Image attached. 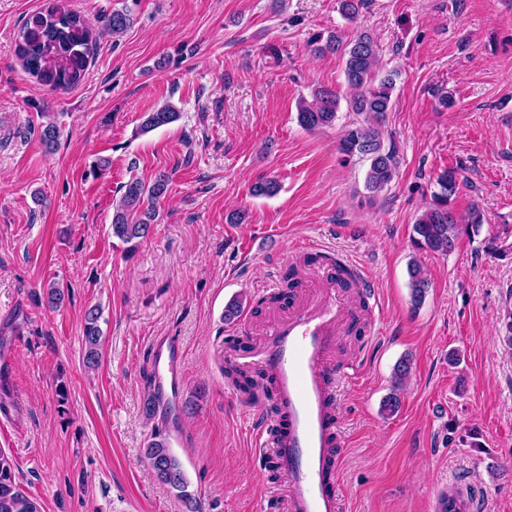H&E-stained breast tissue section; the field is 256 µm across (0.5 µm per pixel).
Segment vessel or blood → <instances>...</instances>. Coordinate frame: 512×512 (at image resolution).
Segmentation results:
<instances>
[{
    "label": "vessel or blood",
    "instance_id": "vessel-or-blood-1",
    "mask_svg": "<svg viewBox=\"0 0 512 512\" xmlns=\"http://www.w3.org/2000/svg\"><path fill=\"white\" fill-rule=\"evenodd\" d=\"M358 319L336 270L323 273L322 286L291 301L286 312L270 318L256 349L224 347V360L248 372L273 377L280 408L276 417L255 415L253 440L266 467L288 486L287 512H339L340 473L338 405L329 364ZM153 359L158 390L171 399L181 392V353L156 341Z\"/></svg>",
    "mask_w": 512,
    "mask_h": 512
}]
</instances>
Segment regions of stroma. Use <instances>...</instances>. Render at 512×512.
<instances>
[{
  "label": "stroma",
  "mask_w": 512,
  "mask_h": 512,
  "mask_svg": "<svg viewBox=\"0 0 512 512\" xmlns=\"http://www.w3.org/2000/svg\"><path fill=\"white\" fill-rule=\"evenodd\" d=\"M45 0H0V448L40 512H186L145 454L161 434L200 512H257L266 475L249 434L259 403L234 394L224 342L231 300L255 325L303 245L328 248L371 278L374 337H345L340 359L368 349L343 377L341 512H434L455 487L475 512H512V0H365L347 21L338 0H138L120 37L99 39L83 81L39 89L15 51ZM376 40L394 75L380 122L396 176L365 196L367 162H342L353 115L309 132L297 103L326 87L347 97L340 54H313L312 36ZM278 56H270L269 47ZM178 55V63L158 61ZM453 106H444L443 95ZM173 104L178 121L142 136L147 112ZM59 144L40 140L42 111ZM111 160L100 176L99 157ZM461 174L457 216L484 215L478 235L442 256L416 249L413 226L447 169ZM170 175L149 235L113 237L112 202L131 177ZM281 184L252 196L262 178ZM44 197L37 206L35 197ZM245 211V223L230 221ZM509 253L490 256L487 239ZM430 287L413 306L407 266ZM62 285L60 307L45 287ZM103 310L102 360L84 363L89 307ZM176 341L182 395L144 412L151 343ZM412 373L385 412L401 357Z\"/></svg>",
  "instance_id": "obj_1"
}]
</instances>
